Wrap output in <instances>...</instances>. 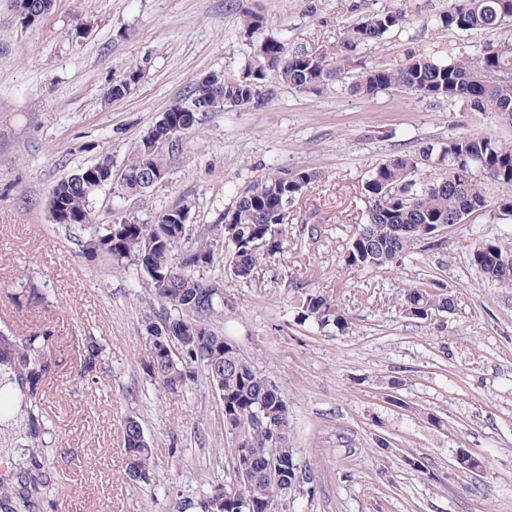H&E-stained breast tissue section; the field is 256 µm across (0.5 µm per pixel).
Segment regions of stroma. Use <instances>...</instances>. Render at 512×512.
<instances>
[{
    "mask_svg": "<svg viewBox=\"0 0 512 512\" xmlns=\"http://www.w3.org/2000/svg\"><path fill=\"white\" fill-rule=\"evenodd\" d=\"M387 5L408 24L366 46L367 64L393 66L435 45L472 53L480 42L435 25L448 0H55L29 28L0 0V322L52 332L55 370L44 391L58 480L41 512H201L203 490L229 479L231 446L205 375L178 398L151 384L144 320L154 302L145 279L135 266L115 270L86 255L87 231L50 217L52 187L105 155L121 172L161 113L187 103L193 83L257 66L239 34L244 13H261L289 52L337 43L348 23ZM135 65L138 84L108 99L113 80ZM351 82L301 93L268 73L261 107L206 114L163 183L145 194L105 186L94 218L109 224L132 212L150 222L182 205L197 234L258 175L320 171L290 214L286 251L255 279L230 275L221 246L203 271L219 279L229 305L217 329L287 400L288 445L313 476L288 512H512V288L486 282L469 260L476 241L512 242V219L473 214L443 230L442 248L416 245L377 274L343 260L369 208L362 184L385 157L463 133L512 142V125L395 88L362 97ZM308 224L318 225L316 239L304 235ZM429 275L454 292L455 310L405 316L406 291ZM33 285L49 306L18 304ZM302 289L340 301L347 332L301 322ZM89 335L106 352L83 375ZM129 417L152 446L148 487L124 474ZM462 448L485 458L483 473L458 470ZM412 457L423 468L409 466Z\"/></svg>",
    "mask_w": 512,
    "mask_h": 512,
    "instance_id": "1",
    "label": "stroma"
}]
</instances>
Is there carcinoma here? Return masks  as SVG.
Here are the masks:
<instances>
[{"instance_id":"carcinoma-1","label":"carcinoma","mask_w":512,"mask_h":512,"mask_svg":"<svg viewBox=\"0 0 512 512\" xmlns=\"http://www.w3.org/2000/svg\"><path fill=\"white\" fill-rule=\"evenodd\" d=\"M52 0H12L18 18L38 13ZM407 16L389 6L365 15L354 23L336 46L301 47L285 54L281 43L265 33L264 19L258 14L244 16L240 35L252 43L261 59L259 66L242 76L219 79L215 84L195 82L190 87V103L174 104L168 111L192 110L193 123L214 111L212 103L248 109L262 104L266 71L298 92H315L356 72L350 91L373 97L382 90L402 88L429 98L463 102L473 112H497L512 122V0H451L437 24L448 30L492 34L478 46L477 53L442 51L408 57L401 65L367 66L359 49L387 33L399 31ZM141 77V68L132 67L112 83L110 95L126 96ZM153 142L142 141L127 160L120 181L129 192L147 190L141 177L168 174L164 150L179 149L184 132L156 121ZM437 167L432 180L416 179L424 162ZM93 166L80 168L53 186L48 210L67 213L88 230L86 251L108 257L112 267L130 263L143 273L158 310L145 317L144 328L153 346L147 375L160 390L177 395L203 370L213 386H221L224 397V430L233 445L248 447L256 455V472L250 482L218 484L202 493V512L224 500V512H265L270 501L283 500L310 481L296 469L294 450L288 447V405L281 388L269 377L243 360L214 322L224 314V300L212 294L219 281L199 275L213 263L214 247L230 246L228 270L236 278L250 282L264 261L284 249L279 226L288 223L296 200L320 178V173L300 169L288 180L280 173H268L252 181L235 198L233 205L207 225L196 246L182 251L183 206L161 212L151 224L133 213H126L113 224L94 223L92 203L106 183L92 174ZM512 186V143L491 135L460 134L440 147L427 144L413 153L396 154L382 160L362 185L369 203L367 219L350 240L344 261L350 267L378 273L404 259L415 241L431 238L439 226L462 224L474 213H486L493 220L512 217V197L500 199L496 210L490 207L486 182ZM470 260L483 278L502 288H512V246L482 240L471 250ZM439 284L432 278L407 291L403 305L406 314L426 319L432 311L456 307L451 292L436 293ZM302 320L323 327L333 326L340 333L349 329L345 309L322 293L299 296ZM180 332L181 346L163 349L167 332ZM49 331H30L9 322L0 323V366L13 370L14 390L20 400L24 443L18 448L20 473L16 487L0 491V512H39L54 488V450L45 410L43 383L52 364L46 359ZM102 347L88 336L82 344L80 375L96 369ZM125 474L137 485H150L154 477L151 445L139 421L127 418L123 430ZM274 449V462L286 463L282 477L270 482L261 474L269 463L268 449Z\"/></svg>"}]
</instances>
